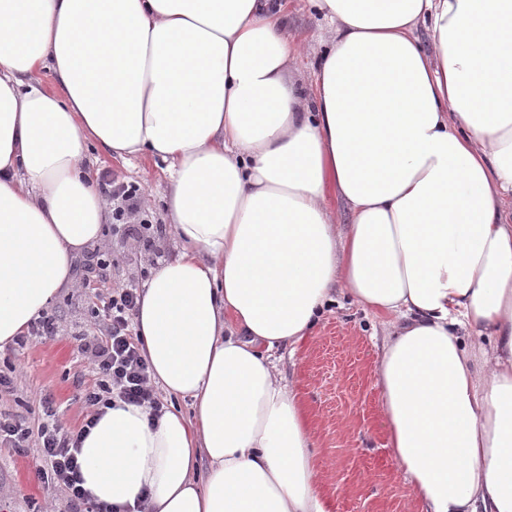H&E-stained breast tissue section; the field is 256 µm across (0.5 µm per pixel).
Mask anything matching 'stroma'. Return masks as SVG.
I'll list each match as a JSON object with an SVG mask.
<instances>
[{"mask_svg": "<svg viewBox=\"0 0 512 512\" xmlns=\"http://www.w3.org/2000/svg\"><path fill=\"white\" fill-rule=\"evenodd\" d=\"M287 33L308 55L299 74L312 69L327 37L325 23L305 0H285ZM93 172L108 171L144 186L152 223H163L167 181L151 161H122L90 147ZM116 263L106 288L125 285L149 266L151 254L131 240L104 232ZM383 325L372 312L338 295L314 334L296 354L280 349L278 370L299 391L316 442V459L326 476L333 512H422L420 499L406 485L387 446V426L376 385L375 367L383 343ZM24 368L14 389L0 391V411L26 417L30 427L42 420L41 401L52 397L71 430H79L87 411L76 397L75 381L85 374L79 343L62 335L18 351L0 350V369ZM45 464L39 448L18 454L0 450V512H65L66 495L47 489L37 475Z\"/></svg>", "mask_w": 512, "mask_h": 512, "instance_id": "35a3bbf8", "label": "stroma"}]
</instances>
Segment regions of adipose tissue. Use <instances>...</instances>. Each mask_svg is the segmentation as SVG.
<instances>
[{
    "mask_svg": "<svg viewBox=\"0 0 512 512\" xmlns=\"http://www.w3.org/2000/svg\"><path fill=\"white\" fill-rule=\"evenodd\" d=\"M311 3L308 83L280 0H0V349L110 219L87 144L159 161L179 248L135 323L169 403L104 409L78 454L96 502L332 512L270 353L338 293L385 320L388 447L423 512H512V0Z\"/></svg>",
    "mask_w": 512,
    "mask_h": 512,
    "instance_id": "ef3b65f1",
    "label": "adipose tissue"
}]
</instances>
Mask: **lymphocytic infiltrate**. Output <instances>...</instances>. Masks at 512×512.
Here are the masks:
<instances>
[{
  "mask_svg": "<svg viewBox=\"0 0 512 512\" xmlns=\"http://www.w3.org/2000/svg\"><path fill=\"white\" fill-rule=\"evenodd\" d=\"M98 181L112 199V230L135 241L137 247L151 248L162 232L160 225L140 216L145 190L137 183L100 173ZM138 281L98 294L90 309V318L100 334L89 337L87 329L76 328L74 336L81 342L80 352L86 368L95 378L93 386H79V398L88 414L79 431H70L52 404H45L43 422L31 429L23 417L0 414V445L23 451L38 443L48 465L41 472L44 483L62 488L68 494L69 512H109L96 503L81 486L79 444L92 428L101 410L113 399L146 405L160 411V400L150 383L148 364L133 333Z\"/></svg>",
  "mask_w": 512,
  "mask_h": 512,
  "instance_id": "lymphocytic-infiltrate-1",
  "label": "lymphocytic infiltrate"
}]
</instances>
